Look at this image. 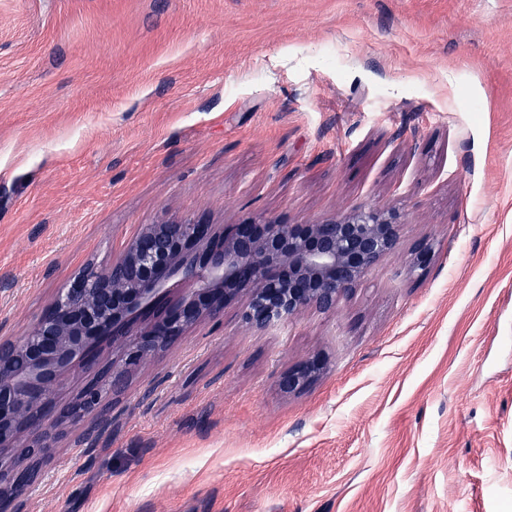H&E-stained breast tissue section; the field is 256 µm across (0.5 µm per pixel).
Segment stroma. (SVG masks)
Masks as SVG:
<instances>
[{
	"instance_id": "stroma-1",
	"label": "stroma",
	"mask_w": 512,
	"mask_h": 512,
	"mask_svg": "<svg viewBox=\"0 0 512 512\" xmlns=\"http://www.w3.org/2000/svg\"><path fill=\"white\" fill-rule=\"evenodd\" d=\"M355 207L403 230L336 310L238 296L7 512H512V0H0V343L142 225ZM325 361L319 357L307 360L302 365L290 369L280 376V386L288 392L303 389L309 385L324 368Z\"/></svg>"
}]
</instances>
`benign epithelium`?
I'll list each match as a JSON object with an SVG mask.
<instances>
[{
  "label": "benign epithelium",
  "mask_w": 512,
  "mask_h": 512,
  "mask_svg": "<svg viewBox=\"0 0 512 512\" xmlns=\"http://www.w3.org/2000/svg\"><path fill=\"white\" fill-rule=\"evenodd\" d=\"M401 230V215L381 208H353L309 224L247 220L220 232L189 218L145 224L111 264H85L26 336L0 345V505L40 478L41 460L57 436L45 423L49 395L69 368L84 364L97 374L57 420L88 419L101 428L98 412L114 382L199 323L220 321L238 294H247L242 321L259 332L310 308L332 311L397 248ZM433 257L430 244H419L412 271H425ZM176 271L195 288L165 311L162 300ZM102 342L120 351V365L101 361ZM324 365L311 358L283 373L280 386L300 390Z\"/></svg>",
  "instance_id": "1"
}]
</instances>
